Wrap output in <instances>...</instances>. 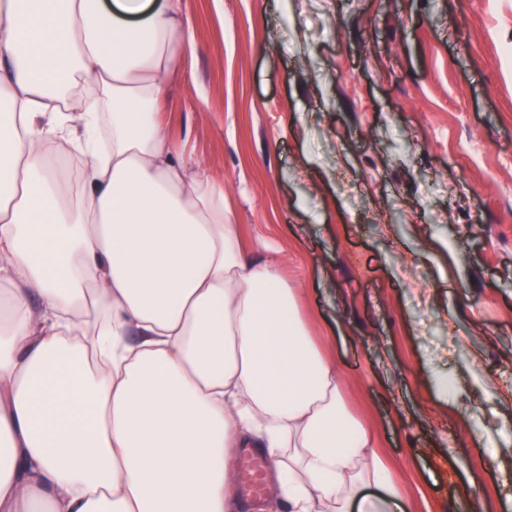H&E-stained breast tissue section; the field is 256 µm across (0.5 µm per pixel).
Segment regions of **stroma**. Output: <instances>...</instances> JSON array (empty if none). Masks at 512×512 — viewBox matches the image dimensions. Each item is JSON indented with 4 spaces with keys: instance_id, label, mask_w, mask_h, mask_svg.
<instances>
[{
    "instance_id": "obj_1",
    "label": "stroma",
    "mask_w": 512,
    "mask_h": 512,
    "mask_svg": "<svg viewBox=\"0 0 512 512\" xmlns=\"http://www.w3.org/2000/svg\"><path fill=\"white\" fill-rule=\"evenodd\" d=\"M182 10L167 135L275 245L404 512H512V0Z\"/></svg>"
}]
</instances>
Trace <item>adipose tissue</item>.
I'll return each mask as SVG.
<instances>
[{"instance_id":"ef3b65f1","label":"adipose tissue","mask_w":512,"mask_h":512,"mask_svg":"<svg viewBox=\"0 0 512 512\" xmlns=\"http://www.w3.org/2000/svg\"><path fill=\"white\" fill-rule=\"evenodd\" d=\"M191 45L180 0H0V512H228L246 447L290 512H397L295 288L169 145Z\"/></svg>"}]
</instances>
